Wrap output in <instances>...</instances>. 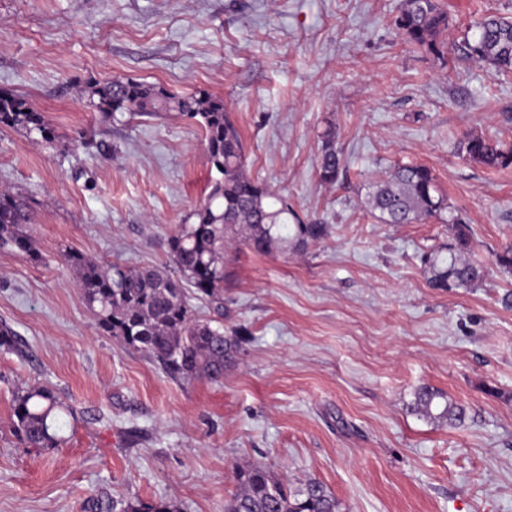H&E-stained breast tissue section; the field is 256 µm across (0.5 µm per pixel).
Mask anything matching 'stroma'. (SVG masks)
<instances>
[{"label": "stroma", "mask_w": 512, "mask_h": 512, "mask_svg": "<svg viewBox=\"0 0 512 512\" xmlns=\"http://www.w3.org/2000/svg\"><path fill=\"white\" fill-rule=\"evenodd\" d=\"M439 3L440 57L399 35L401 0H0V88L55 133L0 127V190L26 201L37 251H0V323L22 347L0 350V512H224L255 462L321 482L339 512H512V275L493 264L512 243V166L459 149L470 132L512 145V74L459 51L512 0ZM114 78L222 97L247 172L327 228L296 251L229 248L224 329L246 336L221 383L172 380L100 334L64 261L168 269V235L218 176L198 122L91 109V86ZM330 125L344 167L325 184ZM409 163L470 225L482 285L428 287L420 257L447 243L445 221L385 224L364 207L369 182ZM27 385L73 409L57 448L13 431ZM423 385L465 421L413 414ZM119 509V512H174L166 503L144 502L142 500H113L112 511Z\"/></svg>", "instance_id": "1"}]
</instances>
